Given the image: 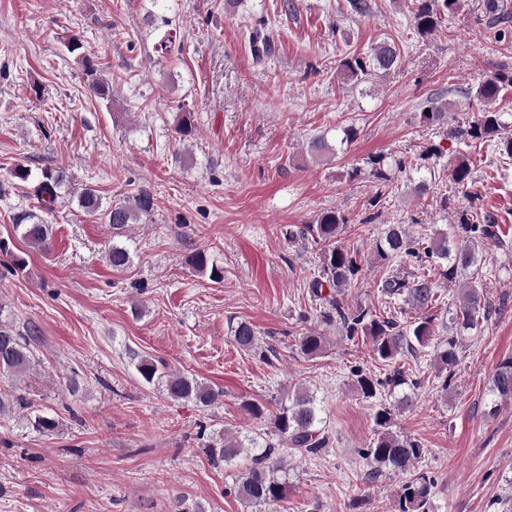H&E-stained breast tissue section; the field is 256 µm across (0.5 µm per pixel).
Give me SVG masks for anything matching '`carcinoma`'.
<instances>
[{
	"instance_id": "1",
	"label": "carcinoma",
	"mask_w": 512,
	"mask_h": 512,
	"mask_svg": "<svg viewBox=\"0 0 512 512\" xmlns=\"http://www.w3.org/2000/svg\"><path fill=\"white\" fill-rule=\"evenodd\" d=\"M459 8L460 0H413L417 32L422 36L433 33L443 18L453 16ZM482 10L487 25L495 30V37L505 38L509 18L502 13L499 0H482ZM65 47L80 62L90 92L100 98L111 97L112 88L98 74L96 61L84 51L81 39L72 36ZM398 61L399 53L395 45L384 40L371 48L366 57L356 56L341 61V68L347 77L356 79L371 68L387 74L397 67ZM506 86L512 87V70L500 71L480 81L475 98L481 103H490L497 99ZM505 130L507 126L501 120L500 113L481 109L465 125L453 129L451 134L466 146L491 142L501 155L512 158V136L504 135ZM176 133L183 141L194 136L193 113H178ZM364 164L369 174L385 187L392 185L387 175V156L370 155ZM469 176L470 159L462 153L457 156L451 177L457 185L465 187ZM68 183L67 172L61 167L41 170L33 186L39 211L22 210L13 217L17 231L27 243L44 251L49 250L52 230L43 214L54 211ZM78 203L86 213L101 216L112 227L115 237L122 236L127 225L137 224L149 216L155 206L154 195L146 187L139 188L126 202L106 206L94 189L85 188L78 196ZM346 223L344 214L331 210L321 213L314 224L288 229L286 235L290 240L310 237L321 245L320 272L311 280L309 288L312 295L319 299L322 298L324 288L330 290V309L323 313L322 318L328 323L340 325L345 336L351 339L358 336L366 338L371 344L374 358L393 365V370L382 377L367 375L360 368L352 370L351 374L356 377L363 398L374 401L373 418L378 428L377 438L361 450V456L369 467L368 475L375 477L384 469L405 473L425 457L427 449L419 440L391 431L394 413L391 406L379 401V397L404 386L412 390L417 388L418 382L407 379L402 368L397 366V360L406 353L417 354L429 346L433 347L434 364L439 373L443 374L441 390L448 391L458 365L461 341L465 334L477 329L481 319L485 318V296L477 282H468V286L461 289L458 304L449 311L450 325L456 334L437 343L433 342L435 328L431 317H418L400 323L366 308L349 307L335 294L359 280L364 256L359 250L347 247L339 240ZM498 235L499 225L491 215H484L479 220L471 213H462L458 216V223L450 225V230L437 231L430 238L413 236L404 224H390L384 236L375 244V255L379 261L389 264L409 260L413 263L414 272L408 278L394 273L387 274L381 280L379 292L384 298H400L415 308H432L440 300L438 285L455 283L459 271L476 264V253L468 243ZM131 260L128 248L118 243L112 244L107 261L113 269L122 270L130 265ZM191 264L197 271L209 273V278L215 283L224 280V268L204 251L195 252L191 256ZM233 337L236 344L245 350L255 348L258 342L254 327L247 322L237 323ZM39 340V328L33 323L27 326L23 335L0 324V373H28L34 364V348ZM323 344L324 337L311 334L301 337L299 347L304 355L312 357L319 354ZM134 366L145 383H162L168 397L175 401H194L202 406H210L224 395L223 391L177 370L159 369L156 361L150 357H136ZM489 393L493 412L497 410L498 404L512 401V357L498 364L491 378ZM320 423L316 399L308 391L298 389L289 402L280 403L273 415L271 434L278 438V442L273 443L268 437L259 440L250 436L243 439L225 436L209 443L205 452L215 464H229L240 454L251 453V465L236 481L234 494L255 507L273 506L287 494L285 484L277 477V473L285 469V460L279 452V446L285 444L302 455L319 454L328 444V435L319 427ZM433 486L434 481L427 473L415 474L414 479L401 485L398 512H433Z\"/></svg>"
}]
</instances>
